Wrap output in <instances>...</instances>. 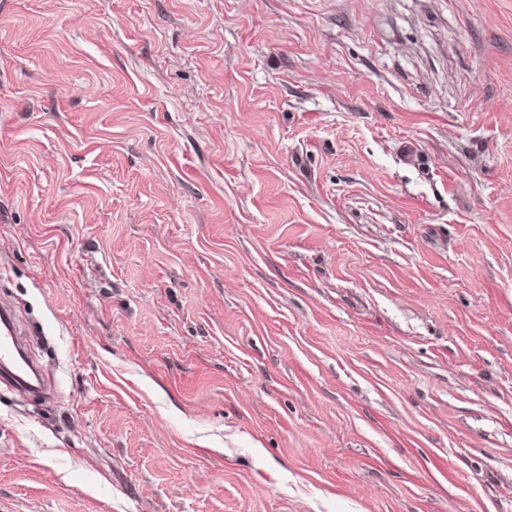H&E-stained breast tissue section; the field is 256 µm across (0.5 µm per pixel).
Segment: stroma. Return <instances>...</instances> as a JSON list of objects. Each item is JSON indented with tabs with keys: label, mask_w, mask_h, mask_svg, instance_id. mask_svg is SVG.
Listing matches in <instances>:
<instances>
[{
	"label": "stroma",
	"mask_w": 512,
	"mask_h": 512,
	"mask_svg": "<svg viewBox=\"0 0 512 512\" xmlns=\"http://www.w3.org/2000/svg\"><path fill=\"white\" fill-rule=\"evenodd\" d=\"M0 512H512V0H0ZM14 314L10 306H0V368L13 365L10 371L13 385L21 390L35 391L41 388L42 374L40 369L26 358L21 357V345L16 336Z\"/></svg>",
	"instance_id": "1"
}]
</instances>
